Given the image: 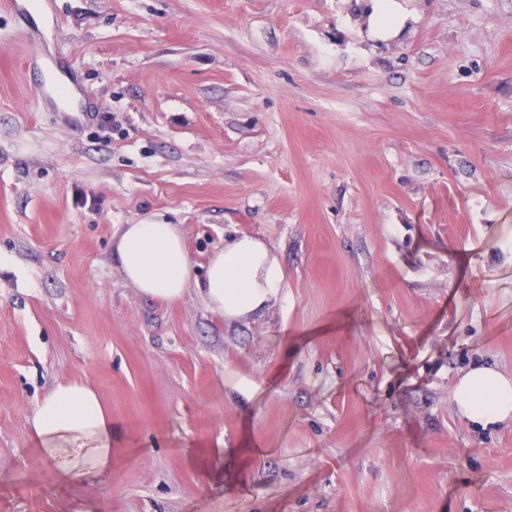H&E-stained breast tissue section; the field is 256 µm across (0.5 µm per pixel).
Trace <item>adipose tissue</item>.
Returning <instances> with one entry per match:
<instances>
[{"label": "adipose tissue", "mask_w": 512, "mask_h": 512, "mask_svg": "<svg viewBox=\"0 0 512 512\" xmlns=\"http://www.w3.org/2000/svg\"><path fill=\"white\" fill-rule=\"evenodd\" d=\"M409 15L401 0H374L368 28L377 40L399 38ZM112 258L126 281L148 297L176 301L196 291L226 322L263 318L282 290L278 256L256 237L225 242L198 277L175 224H125L114 237ZM457 411L487 426L512 419V375L477 366L454 388ZM30 432L59 478L84 481L112 465V418L84 383H61L29 418Z\"/></svg>", "instance_id": "1"}]
</instances>
